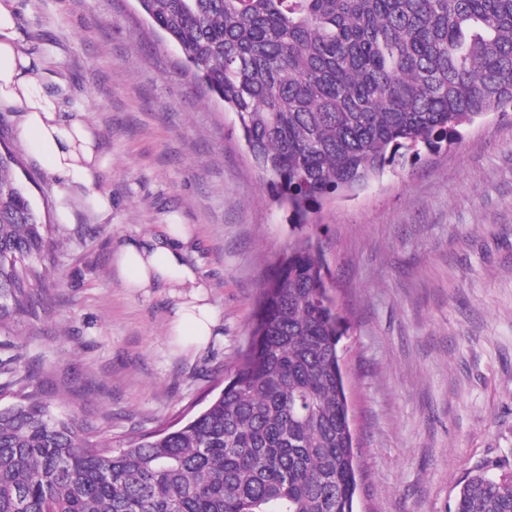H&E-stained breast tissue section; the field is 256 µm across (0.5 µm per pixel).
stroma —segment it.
Here are the masks:
<instances>
[{"label":"stroma","mask_w":512,"mask_h":512,"mask_svg":"<svg viewBox=\"0 0 512 512\" xmlns=\"http://www.w3.org/2000/svg\"><path fill=\"white\" fill-rule=\"evenodd\" d=\"M31 49L53 50L101 137L112 214L77 203L59 224L55 181L0 109V152L58 224L46 304L23 326L38 369L110 414L113 442L199 403L241 349L258 288L287 246L290 213L252 168L234 113L184 76L136 0H17ZM189 224V260L219 321L178 352L168 301L124 288L115 248ZM312 234L348 330L340 346L357 443V512H452L467 474L512 468V109L461 127L436 152L324 200Z\"/></svg>","instance_id":"1"}]
</instances>
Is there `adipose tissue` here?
Wrapping results in <instances>:
<instances>
[{"instance_id": "obj_1", "label": "adipose tissue", "mask_w": 512, "mask_h": 512, "mask_svg": "<svg viewBox=\"0 0 512 512\" xmlns=\"http://www.w3.org/2000/svg\"><path fill=\"white\" fill-rule=\"evenodd\" d=\"M68 95L54 54L27 49L16 0H0V106L16 109L21 139L57 181L59 217L71 219L76 191L105 217L112 211V198L98 188L100 136L87 121L84 107L68 102ZM195 244L191 225L163 224L157 231L127 240L114 253V263L131 293L166 294L168 334L172 344L187 354L207 347L218 324L209 282L188 260Z\"/></svg>"}]
</instances>
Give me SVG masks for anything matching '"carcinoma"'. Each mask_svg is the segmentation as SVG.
Instances as JSON below:
<instances>
[{
  "label": "carcinoma",
  "mask_w": 512,
  "mask_h": 512,
  "mask_svg": "<svg viewBox=\"0 0 512 512\" xmlns=\"http://www.w3.org/2000/svg\"><path fill=\"white\" fill-rule=\"evenodd\" d=\"M196 81L234 113L251 163L295 220L224 387L199 411L100 439L18 328L51 278L52 225L0 153V512H354L340 342L313 207L458 128L512 108V0H142ZM453 512H512L483 466Z\"/></svg>",
  "instance_id": "carcinoma-1"
}]
</instances>
